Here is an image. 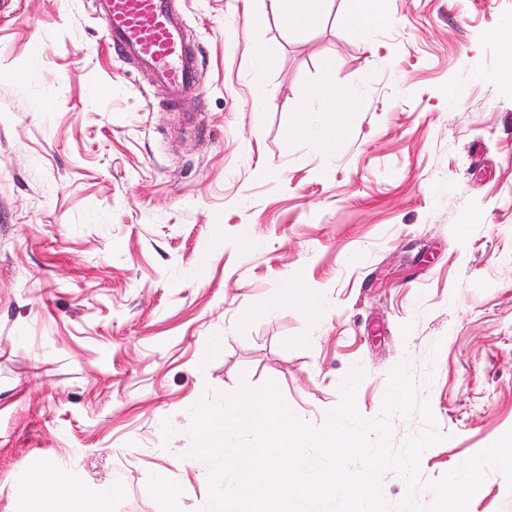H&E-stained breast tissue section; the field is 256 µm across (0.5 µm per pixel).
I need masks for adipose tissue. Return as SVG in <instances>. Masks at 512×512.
<instances>
[{
    "instance_id": "adipose-tissue-1",
    "label": "adipose tissue",
    "mask_w": 512,
    "mask_h": 512,
    "mask_svg": "<svg viewBox=\"0 0 512 512\" xmlns=\"http://www.w3.org/2000/svg\"><path fill=\"white\" fill-rule=\"evenodd\" d=\"M49 478L59 488V496L46 494L45 481ZM112 495L113 489L107 485L96 496H87L81 480L74 474L56 471L49 475L41 470L16 487L13 512H102Z\"/></svg>"
}]
</instances>
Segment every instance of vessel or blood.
<instances>
[{
    "instance_id": "1",
    "label": "vessel or blood",
    "mask_w": 512,
    "mask_h": 512,
    "mask_svg": "<svg viewBox=\"0 0 512 512\" xmlns=\"http://www.w3.org/2000/svg\"><path fill=\"white\" fill-rule=\"evenodd\" d=\"M103 36L118 59L152 74L172 103L199 91L200 53L174 0H92Z\"/></svg>"
}]
</instances>
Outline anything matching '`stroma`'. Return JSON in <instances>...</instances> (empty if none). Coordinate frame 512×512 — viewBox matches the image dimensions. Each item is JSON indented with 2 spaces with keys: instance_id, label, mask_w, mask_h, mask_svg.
<instances>
[{
  "instance_id": "obj_1",
  "label": "stroma",
  "mask_w": 512,
  "mask_h": 512,
  "mask_svg": "<svg viewBox=\"0 0 512 512\" xmlns=\"http://www.w3.org/2000/svg\"><path fill=\"white\" fill-rule=\"evenodd\" d=\"M349 9L184 0L201 93L173 108L90 0H0V512L48 465L119 483L105 512H199L189 408L269 379L320 428L352 367L372 419L408 362L426 481L512 430V0H385L363 35ZM294 285L320 316L270 307ZM469 509L512 512L501 472ZM319 2L321 1L287 0V17L299 25H310L320 16ZM319 94L323 99L325 112H339L336 111V102L346 97L345 91L338 85L332 72L326 73Z\"/></svg>"
}]
</instances>
